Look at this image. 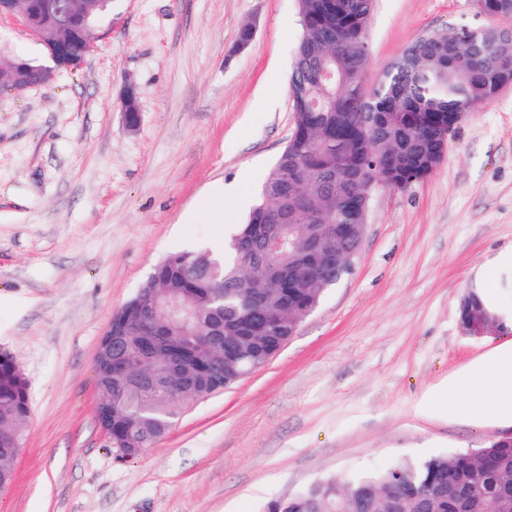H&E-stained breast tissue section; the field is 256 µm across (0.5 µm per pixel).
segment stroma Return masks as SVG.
Listing matches in <instances>:
<instances>
[{"instance_id":"35a3bbf8","label":"stroma","mask_w":512,"mask_h":512,"mask_svg":"<svg viewBox=\"0 0 512 512\" xmlns=\"http://www.w3.org/2000/svg\"><path fill=\"white\" fill-rule=\"evenodd\" d=\"M463 24L512 29L473 0H376L367 82ZM300 37L297 0H112L76 68L0 91V353L30 403L0 512H263L327 476L512 432L423 405L507 339L466 335L459 304L512 271V88L474 106L430 177L374 192L353 272L266 367L186 406L141 456L101 427L94 363L113 312L159 259L224 242L257 203L293 129ZM15 59L46 49L5 17L0 61ZM243 174L245 203L225 200L215 223L201 198Z\"/></svg>"}]
</instances>
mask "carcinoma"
<instances>
[{
	"label": "carcinoma",
	"instance_id": "cac0c4a2",
	"mask_svg": "<svg viewBox=\"0 0 512 512\" xmlns=\"http://www.w3.org/2000/svg\"><path fill=\"white\" fill-rule=\"evenodd\" d=\"M374 2L297 0L302 33L288 87L294 127L262 184L260 202L222 248L161 258L152 282L141 287L140 307L113 313L112 327L125 343L122 366L109 372L99 362L95 382L111 421L112 444L131 449L132 456L164 438L180 411L210 392L211 379L231 385L259 365L261 337L230 350L224 337L212 334L216 322L233 327L250 312L243 265L264 271L257 292L277 321L278 335L267 337L274 348L288 337V318L318 293L322 270L290 273L295 265L312 267L303 250L314 226L358 223L366 194L380 181L400 188L428 178L442 160L438 132L455 113L494 98L501 77L512 74L511 30L484 34L459 26L416 39L376 84L366 85ZM327 63L335 73L330 83L315 71V65ZM409 112L428 113L429 124L410 127ZM279 219L286 224L287 247L273 257L259 249L256 225ZM467 296L473 308L512 327L508 313L486 307L477 289ZM173 300L193 310V320L146 319L139 313L141 307L151 310ZM28 414L27 382L16 362L0 354V480L12 474ZM467 453L401 459L369 473L329 476L295 497L332 512L336 503L324 501V495L339 482L346 490L344 512H448L442 501L423 505L424 489L448 477V463ZM466 483V512H483L492 502L484 483L471 478ZM370 486L386 490L383 501L363 498Z\"/></svg>",
	"mask_w": 512,
	"mask_h": 512
}]
</instances>
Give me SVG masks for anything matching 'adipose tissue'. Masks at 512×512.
Wrapping results in <instances>:
<instances>
[{"mask_svg":"<svg viewBox=\"0 0 512 512\" xmlns=\"http://www.w3.org/2000/svg\"><path fill=\"white\" fill-rule=\"evenodd\" d=\"M440 410L469 421L512 422V341L438 387Z\"/></svg>","mask_w":512,"mask_h":512,"instance_id":"obj_1","label":"adipose tissue"}]
</instances>
